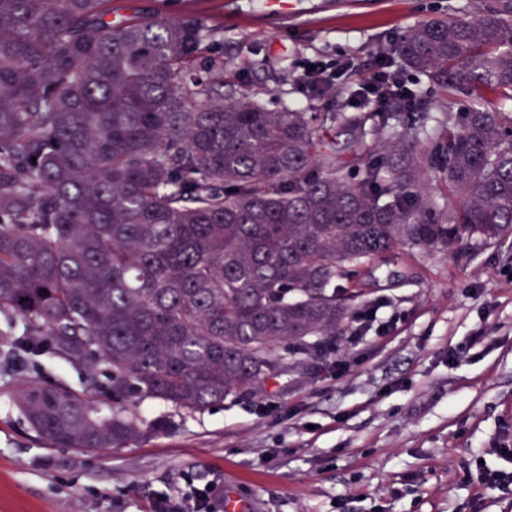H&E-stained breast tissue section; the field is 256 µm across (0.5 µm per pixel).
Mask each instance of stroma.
<instances>
[{
  "label": "stroma",
  "mask_w": 512,
  "mask_h": 512,
  "mask_svg": "<svg viewBox=\"0 0 512 512\" xmlns=\"http://www.w3.org/2000/svg\"><path fill=\"white\" fill-rule=\"evenodd\" d=\"M495 0H120L127 15H199L243 93L268 110L348 108L398 35L436 17H471ZM347 64L343 91L310 95L301 65ZM396 287L367 272L377 309L334 359L283 374L253 397L185 414L137 400L141 425L167 433L124 448H63L39 440L15 405L24 385L62 383L112 407L106 368L95 380L64 357L37 367L0 346V512H149L159 496L197 501L205 486L245 512H512V495L480 490L474 458L499 465L512 440V238L456 259L397 246Z\"/></svg>",
  "instance_id": "obj_1"
}]
</instances>
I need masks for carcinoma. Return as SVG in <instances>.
Wrapping results in <instances>:
<instances>
[{
  "mask_svg": "<svg viewBox=\"0 0 512 512\" xmlns=\"http://www.w3.org/2000/svg\"><path fill=\"white\" fill-rule=\"evenodd\" d=\"M195 16L112 0H0V314L112 395L201 411L328 356L366 268L398 245L455 257L512 237V0L433 18L393 51L430 83L376 112L268 110L224 84ZM229 90H224V87ZM348 138L336 147V131ZM355 172L344 173L339 153ZM61 447L165 433L32 383Z\"/></svg>",
  "mask_w": 512,
  "mask_h": 512,
  "instance_id": "cac0c4a2",
  "label": "carcinoma"
}]
</instances>
